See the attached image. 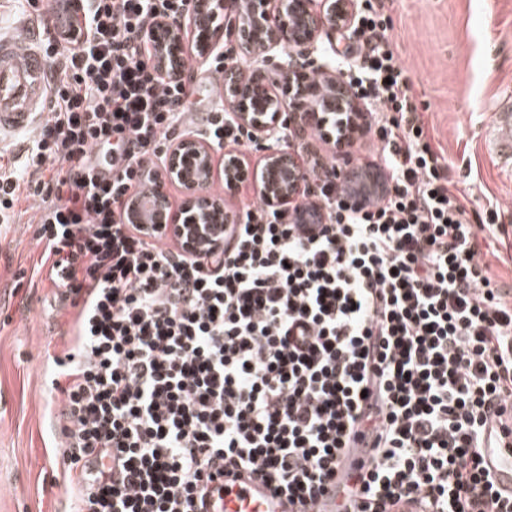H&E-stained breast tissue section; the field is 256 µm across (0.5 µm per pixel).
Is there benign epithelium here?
Instances as JSON below:
<instances>
[{"label":"benign epithelium","instance_id":"1","mask_svg":"<svg viewBox=\"0 0 512 512\" xmlns=\"http://www.w3.org/2000/svg\"><path fill=\"white\" fill-rule=\"evenodd\" d=\"M356 0H193L188 19L161 20L149 32L153 62L173 77H182L186 35L195 36L199 56L209 58L225 38L243 57L256 64L252 85L242 82L239 64L224 70V99L235 120L263 147L260 159L263 193L268 205L292 211L300 204L304 182L310 180L299 152L300 135L311 127L322 129L336 109L350 113L342 120L341 139L359 135L364 107L348 87L334 78H311L317 71L322 35L350 31L356 18ZM299 77V100L285 106L275 93L276 85ZM288 129V142L279 140ZM214 148L203 139L186 134L168 150L163 180L156 187L155 223L171 224L187 247L200 249L212 241L210 225L228 224L220 199L201 201L213 174ZM222 175L231 186L247 172L244 155L226 149ZM179 185L185 199L176 213L168 204L166 183Z\"/></svg>","mask_w":512,"mask_h":512}]
</instances>
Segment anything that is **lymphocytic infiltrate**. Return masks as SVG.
Listing matches in <instances>:
<instances>
[{
    "instance_id": "obj_1",
    "label": "lymphocytic infiltrate",
    "mask_w": 512,
    "mask_h": 512,
    "mask_svg": "<svg viewBox=\"0 0 512 512\" xmlns=\"http://www.w3.org/2000/svg\"><path fill=\"white\" fill-rule=\"evenodd\" d=\"M189 0H81L73 33L45 28L48 112L30 176L0 173V223L38 211L48 272L72 310L49 357L69 512H208L222 476L262 478L307 504L337 473V512H512L494 477L512 449V293L450 188L390 44L385 0H356L328 58L371 105L381 197L344 205L335 158L311 155L302 224L263 196L221 248L188 251L124 213L173 143L249 147L229 112H193L194 67L152 62L148 33Z\"/></svg>"
}]
</instances>
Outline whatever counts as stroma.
<instances>
[{
    "instance_id": "35a3bbf8",
    "label": "stroma",
    "mask_w": 512,
    "mask_h": 512,
    "mask_svg": "<svg viewBox=\"0 0 512 512\" xmlns=\"http://www.w3.org/2000/svg\"><path fill=\"white\" fill-rule=\"evenodd\" d=\"M388 12L418 111L472 223L492 202L512 226V169L493 162L483 140L497 100L512 92V0H392ZM42 26L27 0H0V38H33ZM15 212L0 228V512H66L46 413L61 396L46 365L69 342L71 311L47 274H31L41 253L34 209L24 201Z\"/></svg>"
}]
</instances>
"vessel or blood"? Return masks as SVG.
Wrapping results in <instances>:
<instances>
[{"label": "vessel or blood", "mask_w": 512, "mask_h": 512, "mask_svg": "<svg viewBox=\"0 0 512 512\" xmlns=\"http://www.w3.org/2000/svg\"><path fill=\"white\" fill-rule=\"evenodd\" d=\"M49 68L29 40L0 38V134L17 133L42 121ZM486 144L505 165H512V95L497 105L485 132ZM381 174L371 163L348 178V192L373 198ZM224 512H288L289 504L261 481L244 480L224 487Z\"/></svg>", "instance_id": "obj_1"}]
</instances>
